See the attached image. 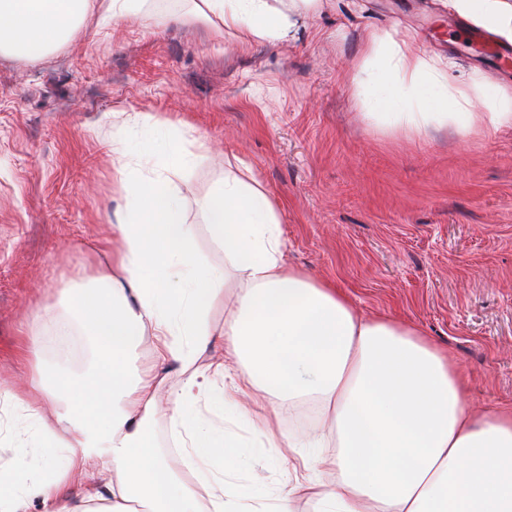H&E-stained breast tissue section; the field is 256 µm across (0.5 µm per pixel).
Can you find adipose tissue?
<instances>
[{
    "label": "adipose tissue",
    "mask_w": 512,
    "mask_h": 512,
    "mask_svg": "<svg viewBox=\"0 0 512 512\" xmlns=\"http://www.w3.org/2000/svg\"><path fill=\"white\" fill-rule=\"evenodd\" d=\"M318 0H198L196 7L241 43L287 37L295 15ZM449 14L512 46V0H439ZM145 0H0V55L35 66L65 43L93 9L105 21L142 14ZM448 57L428 53L386 29L370 30L352 83L361 111L378 127L419 137L436 126L459 135L512 125V86L479 69L449 78ZM149 127L144 170L119 151L117 192L125 202L112 236L122 246L70 306L96 348L92 372L75 379L44 372L42 336L27 332L28 397L16 398L37 442L64 464L20 485L0 477V512H293L297 496L313 512H512V408L472 405L465 377L447 352L391 317L365 318L334 283L288 266L280 212L246 163L226 172L198 200L212 241L234 273L223 278L195 254L183 199L167 173L206 151L207 138H185L171 123L133 113ZM232 288L235 308L223 329L210 326L212 304ZM153 339V362L137 351ZM223 343L224 356L194 368ZM180 363L189 375L169 421L173 455H160L148 425L160 412L159 371ZM228 377L219 410L261 417L304 400L332 423L330 433L282 434L303 472L275 496L229 478L242 443L194 405L213 376ZM334 453H327L328 443ZM105 477L98 485L97 477ZM77 485L79 507L62 491Z\"/></svg>",
    "instance_id": "1"
}]
</instances>
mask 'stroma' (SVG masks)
<instances>
[{
    "instance_id": "35a3bbf8",
    "label": "stroma",
    "mask_w": 512,
    "mask_h": 512,
    "mask_svg": "<svg viewBox=\"0 0 512 512\" xmlns=\"http://www.w3.org/2000/svg\"><path fill=\"white\" fill-rule=\"evenodd\" d=\"M156 18L81 28L35 67L0 56V382L25 372V327L45 338L48 372H81L86 336L60 300L107 267L121 201L113 138L128 112L206 134L207 152L170 170L196 254L223 268L195 201L238 161L273 200L288 265L336 283L364 317L420 328L463 370L470 400L512 407V125L463 137L449 127L409 138L363 116L353 64L369 28L445 53L452 76L478 67L512 86V47L487 46L436 0H324L287 39L244 45L194 15L190 0H148ZM12 406L0 400V471L18 466ZM243 485L277 489L288 431L325 429L305 405L258 420L234 415ZM277 465H269V458Z\"/></svg>"
}]
</instances>
